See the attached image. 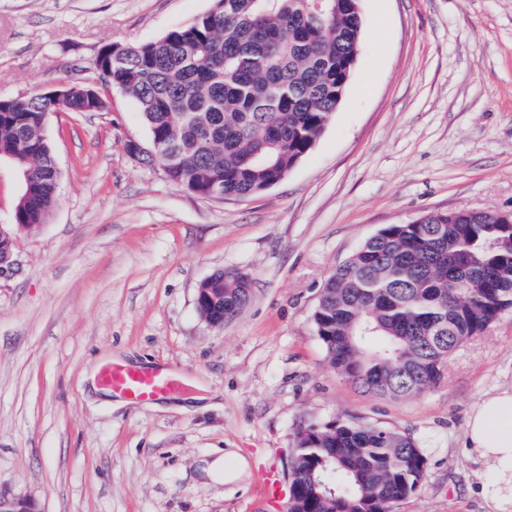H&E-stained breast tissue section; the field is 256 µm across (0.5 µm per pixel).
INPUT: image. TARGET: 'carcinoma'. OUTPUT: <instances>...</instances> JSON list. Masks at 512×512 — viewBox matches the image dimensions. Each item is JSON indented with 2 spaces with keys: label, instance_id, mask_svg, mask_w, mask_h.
<instances>
[{
  "label": "carcinoma",
  "instance_id": "1",
  "mask_svg": "<svg viewBox=\"0 0 512 512\" xmlns=\"http://www.w3.org/2000/svg\"><path fill=\"white\" fill-rule=\"evenodd\" d=\"M359 0H213L193 23L130 49L103 47L94 67L137 104L173 183L203 199L237 200L281 183L309 153L340 105L363 33ZM106 104L78 97L71 112ZM53 101L34 92L0 105V150L15 155L22 189L16 231L53 210L60 173L35 138ZM224 319L251 287L234 271ZM512 309V223L494 211L432 212L389 224L325 281L313 313L336 372L355 389L395 400L437 385L450 355ZM408 434L339 418L296 431L288 512H393L425 478Z\"/></svg>",
  "mask_w": 512,
  "mask_h": 512
}]
</instances>
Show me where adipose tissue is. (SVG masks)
<instances>
[{
	"label": "adipose tissue",
	"mask_w": 512,
	"mask_h": 512,
	"mask_svg": "<svg viewBox=\"0 0 512 512\" xmlns=\"http://www.w3.org/2000/svg\"><path fill=\"white\" fill-rule=\"evenodd\" d=\"M465 447L495 477L477 493L487 512H512V387L483 397L466 419Z\"/></svg>",
	"instance_id": "1"
}]
</instances>
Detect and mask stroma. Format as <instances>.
Segmentation results:
<instances>
[{
	"label": "stroma",
	"instance_id": "1",
	"mask_svg": "<svg viewBox=\"0 0 512 512\" xmlns=\"http://www.w3.org/2000/svg\"><path fill=\"white\" fill-rule=\"evenodd\" d=\"M357 63L309 154L267 192L205 200L126 150L149 146L135 101L52 112L60 171L50 218L20 232L0 278V491L43 512H287L300 422L355 417L411 435L427 469L395 512H484L464 426L512 385V310L448 359L442 380L393 400L328 363L312 315L327 277L381 228L434 211L512 212V0H361ZM212 0H0V97L94 77L107 44L137 46ZM248 275L221 327L199 283ZM162 364L181 390L106 401L89 375ZM246 458L242 479L206 460ZM274 475L273 498L256 482ZM233 457L231 453H224V456L214 458L204 469L206 475L212 481H224V484L235 482L244 470L245 463L242 458L235 461L231 459Z\"/></svg>",
	"mask_w": 512,
	"mask_h": 512
}]
</instances>
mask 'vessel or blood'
<instances>
[{"instance_id": "obj_1", "label": "vessel or blood", "mask_w": 512, "mask_h": 512, "mask_svg": "<svg viewBox=\"0 0 512 512\" xmlns=\"http://www.w3.org/2000/svg\"><path fill=\"white\" fill-rule=\"evenodd\" d=\"M104 380L112 390L138 402L156 401L180 387L179 378L171 370L149 364L112 366Z\"/></svg>"}]
</instances>
